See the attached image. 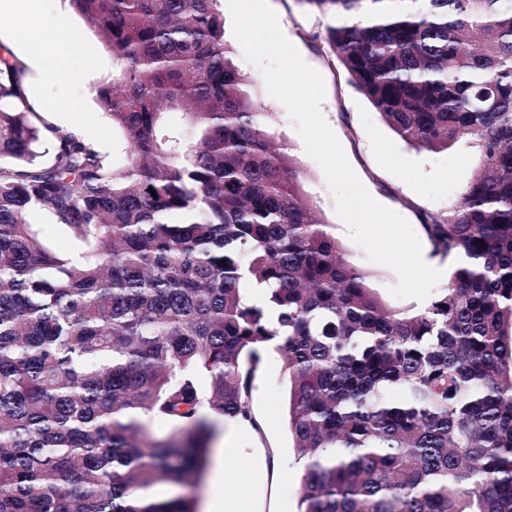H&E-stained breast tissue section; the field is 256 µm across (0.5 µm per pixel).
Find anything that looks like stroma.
Wrapping results in <instances>:
<instances>
[{
    "label": "stroma",
    "mask_w": 512,
    "mask_h": 512,
    "mask_svg": "<svg viewBox=\"0 0 512 512\" xmlns=\"http://www.w3.org/2000/svg\"><path fill=\"white\" fill-rule=\"evenodd\" d=\"M277 14L284 35L297 48L304 61L318 70L326 85L323 115L340 141L346 157L370 195L393 210L411 225L417 237H424L421 213H442L460 198L478 156L475 149L461 144L442 152L415 148L403 141L375 112L368 100L349 82L341 63L335 62L326 43L311 42L309 36L324 31L330 16L311 8L305 0H268ZM38 27L47 37L74 38L78 50L58 55L45 50L42 42L31 41L15 48L0 41V56L26 61L34 56L41 62L38 79L29 81L33 105L46 123L65 130H79L84 141L92 143L116 163L124 160V140L113 131L112 120L96 102V88L112 75V57L99 37L76 15L69 0H45L31 19L0 14V30ZM235 65L249 81L253 99L271 113L269 133L287 147L303 173V189L320 219L331 224L332 233L342 247L345 259L364 271L383 303L393 309H417L420 301L394 297L390 289L398 277L389 267L374 263L365 250L353 242L335 210L320 165L307 155L296 125L287 109L271 97L261 70L246 60L232 29H225ZM287 379L283 358L268 350L254 380L252 410L261 431L235 429L221 423L207 451V464L193 487L157 485L150 493L160 499L184 496L193 499L195 512H204L212 493L216 449L220 445L250 448L254 464L242 467L258 512H297L302 465L287 426Z\"/></svg>",
    "instance_id": "1"
}]
</instances>
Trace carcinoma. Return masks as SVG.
<instances>
[{
  "label": "carcinoma",
  "instance_id": "1",
  "mask_svg": "<svg viewBox=\"0 0 512 512\" xmlns=\"http://www.w3.org/2000/svg\"><path fill=\"white\" fill-rule=\"evenodd\" d=\"M303 2L336 17L324 41L402 140L477 149L459 201L422 216L445 287L394 310L347 263L220 0H70L112 55L96 100L127 163L43 123L0 57V512H194L148 490L197 483L210 417L258 427L270 346L298 512H512V0ZM28 221L43 230L48 241L56 251L70 256H74L77 253L75 242L61 227L51 224L45 212L38 209L31 211Z\"/></svg>",
  "mask_w": 512,
  "mask_h": 512
}]
</instances>
